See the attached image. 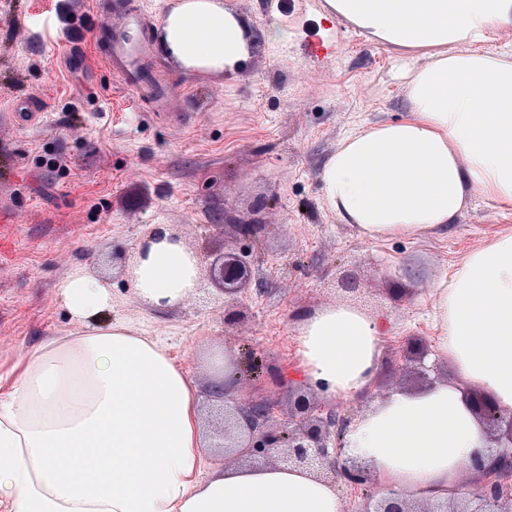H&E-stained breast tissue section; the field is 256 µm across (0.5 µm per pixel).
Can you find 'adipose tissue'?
Segmentation results:
<instances>
[{
  "label": "adipose tissue",
  "mask_w": 512,
  "mask_h": 512,
  "mask_svg": "<svg viewBox=\"0 0 512 512\" xmlns=\"http://www.w3.org/2000/svg\"><path fill=\"white\" fill-rule=\"evenodd\" d=\"M327 4L402 52L395 78L409 112L351 131L324 164V200L340 222L380 240L445 229L476 196L512 208V54L481 48L512 28V0ZM158 41L187 72L231 75L252 38L223 0H173ZM129 280L136 306L165 311L196 293L200 266L160 224L135 246ZM57 294L73 331L0 373V512H342L336 486L304 470L204 471L197 387L166 346L125 322L100 323L112 296L89 268ZM432 320L456 381L375 402L345 437L385 488L414 499L459 494L460 472L497 455L466 390L512 411V230L441 278ZM297 331L304 377L332 396H361L379 376V326L359 306L315 309Z\"/></svg>",
  "instance_id": "ef3b65f1"
}]
</instances>
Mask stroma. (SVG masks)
I'll use <instances>...</instances> for the list:
<instances>
[{"label":"stroma","mask_w":512,"mask_h":512,"mask_svg":"<svg viewBox=\"0 0 512 512\" xmlns=\"http://www.w3.org/2000/svg\"><path fill=\"white\" fill-rule=\"evenodd\" d=\"M253 37L232 76L186 73L153 53L167 119L138 102L93 47L100 0H0V369L71 320L58 284L79 265L112 294L101 320L125 321L169 347L198 388L204 437L217 424L209 389L214 355L238 370L232 396L269 399V429L288 420V397L307 388L326 413L361 417L411 390L410 346L432 341L430 294L474 249L512 230V209L476 198L455 224L422 237L367 240L330 211L321 171L353 128L407 117L391 81L395 51L352 25L328 20L327 0H224ZM335 36L320 66L309 43ZM42 116L16 121L25 98ZM155 224L206 255H251L237 298L148 312L135 306L123 268ZM238 224L259 225L252 237ZM357 281L348 292L342 279ZM348 302L379 317L383 369L371 389L336 399L299 370L302 313Z\"/></svg>","instance_id":"35a3bbf8"}]
</instances>
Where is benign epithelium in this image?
Returning <instances> with one entry per match:
<instances>
[{
	"instance_id": "obj_1",
	"label": "benign epithelium",
	"mask_w": 512,
	"mask_h": 512,
	"mask_svg": "<svg viewBox=\"0 0 512 512\" xmlns=\"http://www.w3.org/2000/svg\"><path fill=\"white\" fill-rule=\"evenodd\" d=\"M246 253L223 252L207 263L208 279L225 294L240 291L249 281ZM473 410L483 422L488 439L502 449L497 464L486 471L490 481L469 498L429 496L417 501L391 491L365 493L358 512H505L502 480L512 476V413L504 412L483 393H467ZM274 404L261 400L237 402L224 409V425L215 433L216 448H236L242 457L263 458L277 466L307 470L332 485L345 479L366 481V463L345 454L344 432L336 430V418L322 416L318 405L304 394L293 400L288 423L276 432L265 429Z\"/></svg>"
}]
</instances>
